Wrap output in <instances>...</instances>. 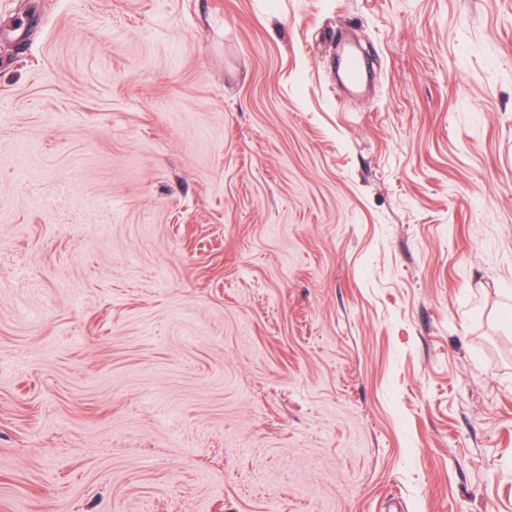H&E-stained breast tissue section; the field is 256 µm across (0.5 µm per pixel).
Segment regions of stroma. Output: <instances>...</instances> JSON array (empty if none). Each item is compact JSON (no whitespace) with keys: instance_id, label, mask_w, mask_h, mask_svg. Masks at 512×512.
Returning <instances> with one entry per match:
<instances>
[{"instance_id":"35a3bbf8","label":"stroma","mask_w":512,"mask_h":512,"mask_svg":"<svg viewBox=\"0 0 512 512\" xmlns=\"http://www.w3.org/2000/svg\"><path fill=\"white\" fill-rule=\"evenodd\" d=\"M0 512H512V0H0Z\"/></svg>"}]
</instances>
